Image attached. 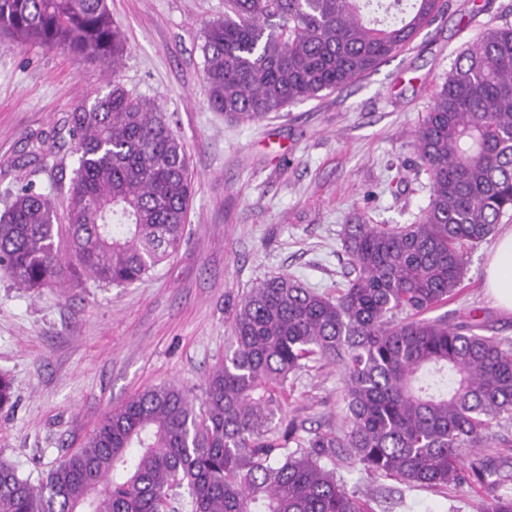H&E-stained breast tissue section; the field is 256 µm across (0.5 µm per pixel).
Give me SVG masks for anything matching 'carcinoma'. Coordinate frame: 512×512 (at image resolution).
<instances>
[{"label":"carcinoma","instance_id":"obj_1","mask_svg":"<svg viewBox=\"0 0 512 512\" xmlns=\"http://www.w3.org/2000/svg\"><path fill=\"white\" fill-rule=\"evenodd\" d=\"M440 0L378 16L374 0H224L203 35L209 106L238 125L340 89L410 43ZM0 43L76 54L117 73L126 51L107 0H0ZM76 167L62 257L58 202L31 182L0 212V272L27 292L87 276L124 288L178 250L193 194L181 141L160 107L119 81L65 125ZM429 178L412 224H347L349 279L328 296L288 275L238 304L224 362L197 405L169 384L102 418L86 445L35 483L0 457V512H375L322 458L348 448L366 479L458 487L465 469L500 487L495 458L512 443V340L463 316L426 314L460 291L468 251L512 214V25H491L457 57L417 133ZM336 364L342 426L300 442L278 433L288 382ZM294 441L297 448H288ZM378 509L404 506L380 493ZM477 512H512V492Z\"/></svg>","mask_w":512,"mask_h":512}]
</instances>
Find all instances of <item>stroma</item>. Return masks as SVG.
I'll return each mask as SVG.
<instances>
[{"instance_id": "stroma-1", "label": "stroma", "mask_w": 512, "mask_h": 512, "mask_svg": "<svg viewBox=\"0 0 512 512\" xmlns=\"http://www.w3.org/2000/svg\"><path fill=\"white\" fill-rule=\"evenodd\" d=\"M127 51L119 72L62 51L0 45V203L20 183L66 199L73 169L64 125L113 80L157 101L182 142L194 193L186 236L142 281L92 280L31 294L0 274V372L14 405L0 411V456L38 479L82 448L110 409L175 384L201 395L223 361L233 307L260 279L288 274L318 292L345 281L344 225L410 224L429 203L416 133L457 56L491 25L512 24V0H447L400 53L351 84L246 125L207 104L201 46L224 0H107ZM48 139L42 160L29 143ZM491 241L468 254L463 290L437 315L468 312L512 338V314L487 295ZM342 383L333 364L302 372L286 413L301 438L335 428ZM325 466L369 498L396 480H362L347 449ZM470 485L406 490L403 512H476Z\"/></svg>"}]
</instances>
